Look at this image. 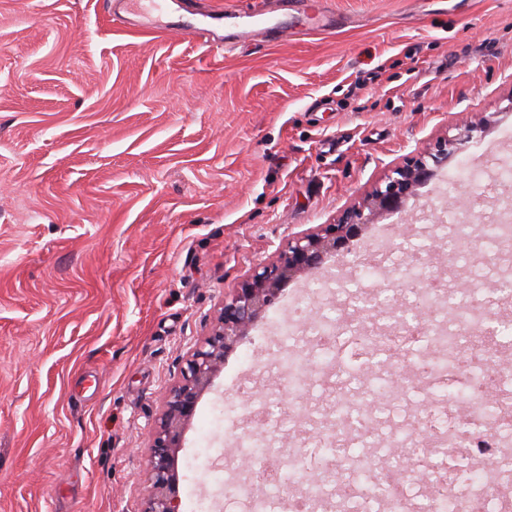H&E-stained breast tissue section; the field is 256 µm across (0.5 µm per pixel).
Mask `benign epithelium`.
<instances>
[{
	"mask_svg": "<svg viewBox=\"0 0 512 512\" xmlns=\"http://www.w3.org/2000/svg\"><path fill=\"white\" fill-rule=\"evenodd\" d=\"M489 123L479 115L456 127L447 137L392 169L384 184L376 186L357 206L335 224L288 237L274 262L257 267L239 287L224 296L208 333L189 347L181 378L170 388L159 417L151 429L152 443L146 474L147 493L140 512H180L174 495L175 458L181 447L185 424L194 414L199 396L224 367V359L249 335L255 321L274 304L288 281L310 274L330 253L342 248L363 228L383 214H400L413 188L448 164V157L469 142Z\"/></svg>",
	"mask_w": 512,
	"mask_h": 512,
	"instance_id": "obj_1",
	"label": "benign epithelium"
}]
</instances>
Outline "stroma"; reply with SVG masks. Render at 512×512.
Returning a JSON list of instances; mask_svg holds the SVG:
<instances>
[{
  "label": "stroma",
  "instance_id": "1",
  "mask_svg": "<svg viewBox=\"0 0 512 512\" xmlns=\"http://www.w3.org/2000/svg\"><path fill=\"white\" fill-rule=\"evenodd\" d=\"M327 5L336 30L227 51L144 9L114 18L112 0H0V512H139L151 426L225 293L476 115L488 129L447 170L476 181L438 173L406 222L376 218L286 284L226 358L182 434L181 512H245L237 440L303 451L332 392L359 408L373 377L400 382L405 358L373 369L347 333L339 371L320 366L309 322L391 323L407 244L432 247L448 293L485 290L491 254L458 267L451 225L417 214L477 239L512 209V0ZM301 300L308 324L281 333ZM297 350L319 369L291 394ZM446 403L432 384L400 395L351 445L384 470L415 409Z\"/></svg>",
  "mask_w": 512,
  "mask_h": 512
}]
</instances>
